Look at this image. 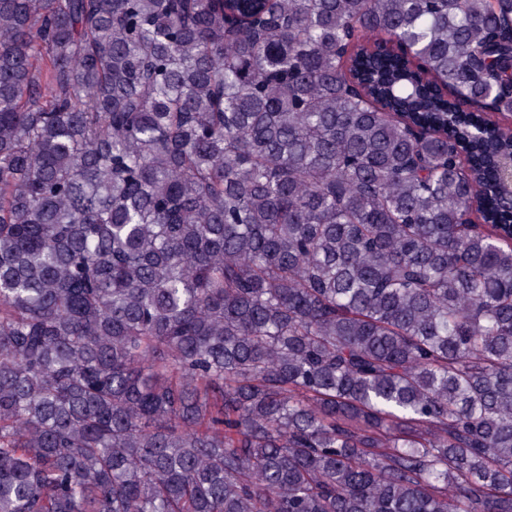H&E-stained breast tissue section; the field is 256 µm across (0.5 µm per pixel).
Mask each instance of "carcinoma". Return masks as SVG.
<instances>
[{
  "instance_id": "cac0c4a2",
  "label": "carcinoma",
  "mask_w": 512,
  "mask_h": 512,
  "mask_svg": "<svg viewBox=\"0 0 512 512\" xmlns=\"http://www.w3.org/2000/svg\"><path fill=\"white\" fill-rule=\"evenodd\" d=\"M512 0H0V512H512Z\"/></svg>"
}]
</instances>
